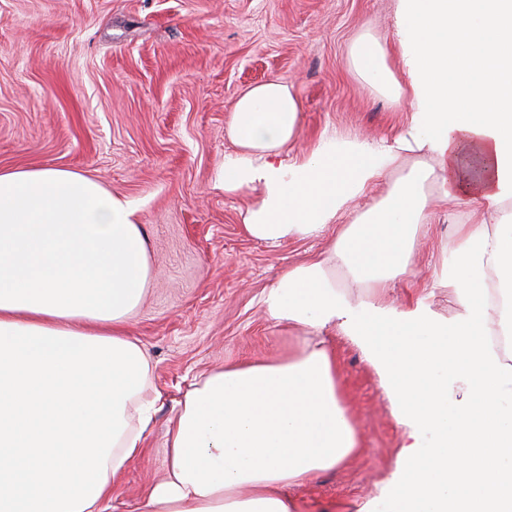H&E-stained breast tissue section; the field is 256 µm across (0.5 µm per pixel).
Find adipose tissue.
<instances>
[{
    "mask_svg": "<svg viewBox=\"0 0 512 512\" xmlns=\"http://www.w3.org/2000/svg\"><path fill=\"white\" fill-rule=\"evenodd\" d=\"M395 43L358 40L352 65L408 104L390 138L323 136L301 157L300 102L273 79L244 93L216 186L258 191L246 232L277 245L339 230L262 296L299 341L287 358L196 378L167 433L165 477L140 512H300L286 488L360 450L324 333L347 336L381 378L401 428L386 512H512V0H397ZM391 175L351 223L353 200ZM457 201L461 225L438 285L443 320L405 304L420 224ZM344 281H337V273ZM151 276L135 209L61 168L0 171V512H106L112 482L141 451L159 393L125 330ZM428 302L446 319L452 318L459 308L457 300L448 292V288H433Z\"/></svg>",
    "mask_w": 512,
    "mask_h": 512,
    "instance_id": "obj_1",
    "label": "adipose tissue"
}]
</instances>
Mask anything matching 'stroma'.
<instances>
[{
    "mask_svg": "<svg viewBox=\"0 0 512 512\" xmlns=\"http://www.w3.org/2000/svg\"><path fill=\"white\" fill-rule=\"evenodd\" d=\"M394 0H0V170L82 172L129 201L144 226L152 278L128 320L153 363L161 398L142 454L115 485L108 512H139L165 473V433L193 380L223 364L286 357L296 339L268 318L265 290L325 239L271 246L242 215L256 192L227 195L214 178L232 152L235 101L277 78L301 102L291 156L327 134L388 136L408 116L352 69L361 34L393 43ZM480 212L448 204L420 225L405 301L431 285L457 228ZM343 402L362 453L291 487L304 512H383L399 427L380 377L347 338L330 335Z\"/></svg>",
    "mask_w": 512,
    "mask_h": 512,
    "instance_id": "stroma-1",
    "label": "stroma"
}]
</instances>
